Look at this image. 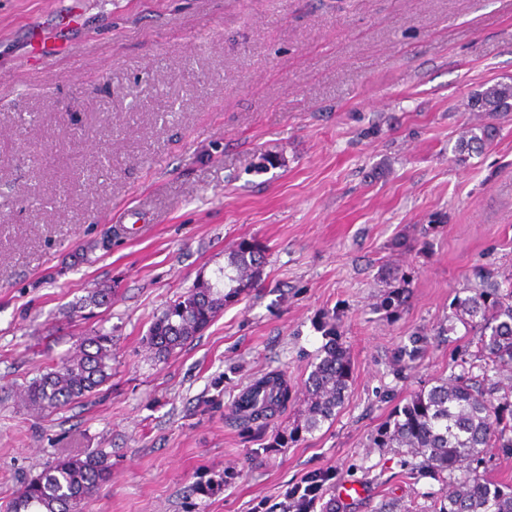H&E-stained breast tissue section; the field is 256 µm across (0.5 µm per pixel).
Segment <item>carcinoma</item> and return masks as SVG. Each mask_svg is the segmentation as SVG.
Returning a JSON list of instances; mask_svg holds the SVG:
<instances>
[{
  "label": "carcinoma",
  "instance_id": "obj_1",
  "mask_svg": "<svg viewBox=\"0 0 512 512\" xmlns=\"http://www.w3.org/2000/svg\"><path fill=\"white\" fill-rule=\"evenodd\" d=\"M472 112H512V83L498 82L473 94ZM492 130L483 126L457 144V151H476L490 142ZM264 252L253 240L240 241L229 257L234 275L224 277L237 286L225 292L212 284L194 286L153 323L148 345L162 356L192 340L224 308V302L250 286L260 275ZM482 287L457 299L466 325L477 336L476 351L462 358L460 373H451L430 389L411 397L381 429L382 447L410 448L424 457L438 477L455 484L435 512H512V486L493 487L479 475L485 449L512 452V385L502 376L512 373V289L504 291L494 271H475ZM112 336L87 337L76 355L34 379L25 388L27 402L40 410L57 409L99 391L111 378ZM350 362L332 342L314 366L306 384L307 417L302 429L311 432L336 416L350 377ZM289 399L288 385L276 374L255 380L235 406L245 427L260 429ZM111 464L103 453L55 462L28 482L12 502L11 512H78L108 480Z\"/></svg>",
  "mask_w": 512,
  "mask_h": 512
}]
</instances>
